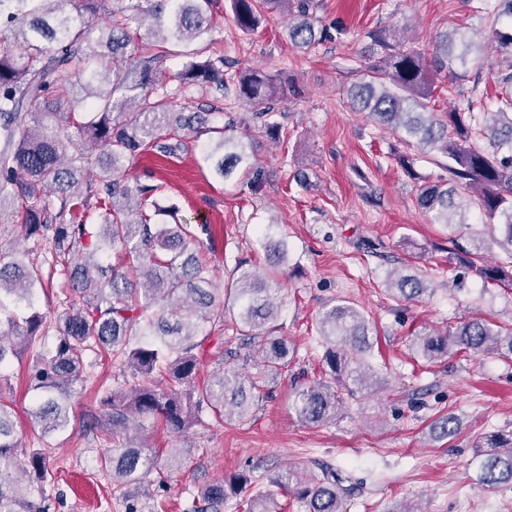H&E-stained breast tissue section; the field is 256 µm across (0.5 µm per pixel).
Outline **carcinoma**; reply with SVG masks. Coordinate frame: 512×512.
<instances>
[{
    "label": "carcinoma",
    "mask_w": 512,
    "mask_h": 512,
    "mask_svg": "<svg viewBox=\"0 0 512 512\" xmlns=\"http://www.w3.org/2000/svg\"><path fill=\"white\" fill-rule=\"evenodd\" d=\"M107 0H0V215L11 206L16 223L36 243L46 242L51 263L72 285L55 317V348L37 356L34 375L42 395L29 411L33 427L46 437L68 426L63 399L71 396L85 369L84 355H107L129 371L128 391L113 389L102 403L109 411L92 421L105 440L115 443L100 456L112 485L125 488L152 472L165 482L178 467L177 449L164 451L127 441V433L147 420H160L173 432L188 419L207 414L222 422L227 414L244 421L263 396L265 379L225 367L199 390L188 394L198 358L195 338L216 318L220 303L237 307L241 336L257 345L262 366L276 372L293 354L290 341L275 336L284 297L275 293V269L287 261V245L270 246L274 263L267 268L240 261L224 286V299L211 289L210 268L200 258L201 241L181 224L152 221L157 187L126 173L127 164L151 143L168 156L187 140L200 145L216 177L230 179L238 169H252L244 147L211 125L213 112L172 111L173 94L159 91L156 57L140 37L128 31L127 13L151 21L147 35L164 43L205 42L213 36L221 0H121L108 16V34L94 37L90 23ZM236 25L255 31L278 15L294 18L289 39L308 49L335 32L317 26L316 0H230ZM459 28L440 34L422 49L413 41L370 33L378 60L352 84V106L380 126L403 131L404 141L420 154L446 159L448 177L419 190L417 202L435 224L464 223L476 206L488 234L473 239L475 252L495 247L505 265L475 268L487 283L512 285V71L498 73L494 106L485 97H469L446 120L428 111L434 80L448 86L461 77L470 47L456 52ZM487 39L512 60V0H497L489 17ZM179 91L203 88L224 95L233 87L239 104L259 117L272 116L280 92L275 77L257 69L224 71V57L190 62L180 73ZM73 128L85 144L106 149L108 167L83 184L77 173L87 162L85 148L65 130ZM208 136L203 141L201 137ZM55 195L51 200L44 191ZM101 220L103 239L118 261L101 254L99 240L86 224ZM42 267L30 252L0 253V367L19 356L40 335L48 316L37 306ZM399 300L415 301L429 292L416 275L391 282ZM327 343L324 372L336 385L317 382L299 391L295 411L308 425L336 423L344 396L369 385V365L360 355L371 347L370 327L348 303L327 309L318 322ZM512 359V324L504 328L469 317L454 330L427 333L412 344L425 360L455 349ZM456 418L434 421L433 432L457 431ZM479 480L489 489L512 485V433L487 439ZM51 477L49 460L38 449L20 447L14 410L0 402V512H44L35 485ZM248 483L233 474L207 485L190 512H219L229 494ZM345 488L335 471L299 474L294 470L270 480V489L248 500L246 512H281L277 497L290 496L299 512H345Z\"/></svg>",
    "instance_id": "obj_1"
}]
</instances>
